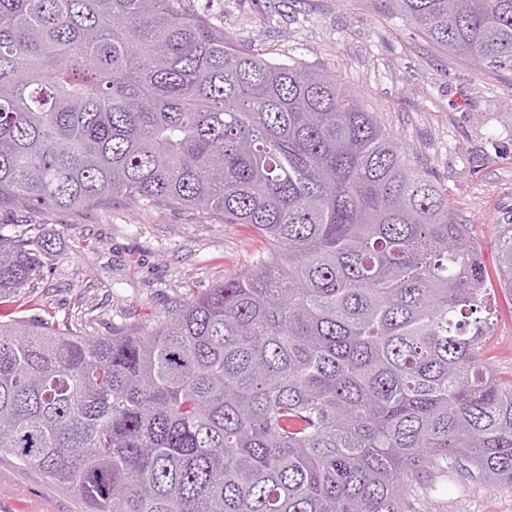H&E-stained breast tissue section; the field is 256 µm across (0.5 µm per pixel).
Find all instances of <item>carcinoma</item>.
<instances>
[{"label":"carcinoma","instance_id":"obj_1","mask_svg":"<svg viewBox=\"0 0 512 512\" xmlns=\"http://www.w3.org/2000/svg\"><path fill=\"white\" fill-rule=\"evenodd\" d=\"M512 67V0H389ZM195 207L268 256L149 333L0 313V450L86 512H401L461 471L512 487V377L480 245L336 76L185 0H0V212ZM0 300L53 252L4 234ZM512 297V224L497 244ZM498 320L485 348V357L505 378L512 376V305L498 293Z\"/></svg>","mask_w":512,"mask_h":512}]
</instances>
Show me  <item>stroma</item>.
<instances>
[{"mask_svg": "<svg viewBox=\"0 0 512 512\" xmlns=\"http://www.w3.org/2000/svg\"><path fill=\"white\" fill-rule=\"evenodd\" d=\"M186 7L273 62L336 75L447 189L494 269L501 227L512 224V69L439 49L386 0H186ZM0 223L39 225L54 242L40 278L14 299L16 318L89 336L113 327L150 330L176 304L251 268L267 251L248 225L152 201L19 209L1 214ZM485 356L512 376L507 298L498 300ZM0 512H84V504L2 450ZM403 512H512V487L452 478L409 496Z\"/></svg>", "mask_w": 512, "mask_h": 512, "instance_id": "obj_1", "label": "stroma"}]
</instances>
